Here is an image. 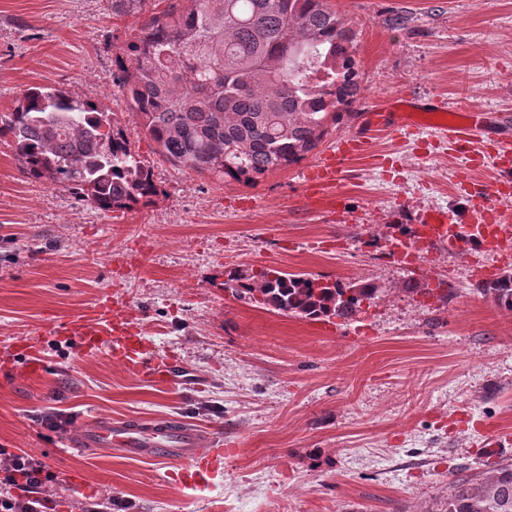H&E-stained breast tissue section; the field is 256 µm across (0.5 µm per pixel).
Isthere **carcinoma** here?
I'll return each instance as SVG.
<instances>
[{
  "label": "carcinoma",
  "instance_id": "1",
  "mask_svg": "<svg viewBox=\"0 0 512 512\" xmlns=\"http://www.w3.org/2000/svg\"><path fill=\"white\" fill-rule=\"evenodd\" d=\"M116 57L136 124L175 166L254 185L298 164L357 99L356 32L331 0H160ZM22 171L96 209L130 211L158 189L112 113L76 92L31 86L0 113ZM224 290L309 320L352 318L371 281L249 268ZM512 312V273L479 285ZM437 512H512V464L449 483Z\"/></svg>",
  "mask_w": 512,
  "mask_h": 512
}]
</instances>
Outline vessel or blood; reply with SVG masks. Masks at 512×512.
Segmentation results:
<instances>
[{"label": "vessel or blood", "instance_id": "vessel-or-blood-1", "mask_svg": "<svg viewBox=\"0 0 512 512\" xmlns=\"http://www.w3.org/2000/svg\"><path fill=\"white\" fill-rule=\"evenodd\" d=\"M398 127L427 123L438 140L454 148H469L470 169L493 163L501 177L494 189H487L472 178L460 179L458 192L472 205L469 216L446 210L420 214L411 236L393 237L390 257L409 263L418 245L440 247L448 252L487 251L502 257L512 255V223L502 220L497 200L512 197V140L486 141L478 128L477 113L465 107H451L432 99L412 103L410 109H397ZM371 140L356 132L340 140L336 152L319 158L306 172L309 198H317L332 188L339 176L340 159L367 153ZM48 323L55 335L79 340L86 351H108L133 376L166 386L178 384L179 367L175 359L151 356L144 336L134 327L128 303L120 297L92 302L85 308L52 315ZM44 360L36 346L25 341L0 345V369L10 374L40 375ZM210 440L197 429L173 419L130 420L97 418L79 430L77 444L82 448H119L138 459L165 458L182 465V483H201L208 467L201 461V450Z\"/></svg>", "mask_w": 512, "mask_h": 512}]
</instances>
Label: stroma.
<instances>
[{"label": "stroma", "mask_w": 512, "mask_h": 512, "mask_svg": "<svg viewBox=\"0 0 512 512\" xmlns=\"http://www.w3.org/2000/svg\"><path fill=\"white\" fill-rule=\"evenodd\" d=\"M332 3L358 32L359 98L300 164L251 186L171 166L135 124L112 60L154 0L118 14L112 0H0V112L33 84L74 89L114 114L158 187L150 204L105 213L29 178L0 142V340L38 332L48 360L39 377L0 376V447L57 474L53 512H439L452 480L512 463V448L488 446L512 436V313L479 292L470 256L437 249L401 267L386 250L422 212H466L458 180L491 187L497 170L469 171L427 130L382 131L320 199L304 191L310 164L399 97L476 108L512 134L499 121L512 115V0ZM242 267L381 292L324 333L225 291ZM118 284L150 351L181 362L176 387L46 330L50 313ZM97 416L191 424L225 446L219 473L187 489L175 462L77 447Z\"/></svg>", "instance_id": "35a3bbf8"}]
</instances>
